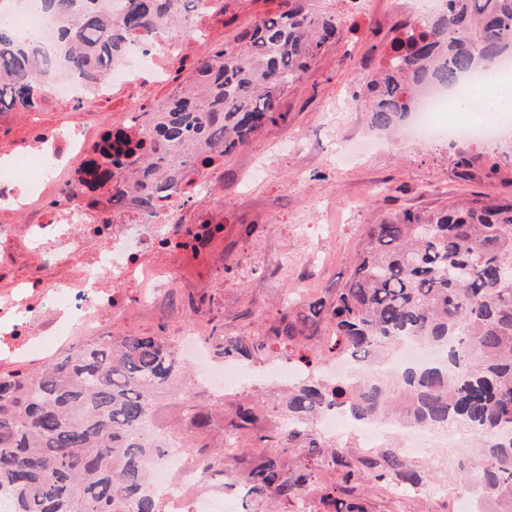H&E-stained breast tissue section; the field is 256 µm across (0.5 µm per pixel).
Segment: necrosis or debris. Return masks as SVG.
<instances>
[{"label":"necrosis or debris","mask_w":512,"mask_h":512,"mask_svg":"<svg viewBox=\"0 0 512 512\" xmlns=\"http://www.w3.org/2000/svg\"><path fill=\"white\" fill-rule=\"evenodd\" d=\"M224 0H196L195 7L182 17L179 28L149 36H127L123 47L112 57V71L104 83L88 88L79 73L59 68L54 91L62 97L85 98L97 103L112 92H144L166 80L180 66L190 41H208L209 21L223 10ZM0 14L18 30L31 33L41 51L56 52L59 47L56 23L31 7L29 0H0ZM448 91L432 87L414 111L413 126L423 145L438 142L456 144L455 129L440 123L437 113L447 111ZM101 131L78 123L65 128L39 129L31 140L16 150L8 172L0 174V238H23L48 243L56 258H74L78 251L70 225H84L87 232L106 238L108 247L79 268L72 279L54 284L52 297L56 317L67 319L65 336L99 335V315L109 311L123 315L130 302L151 303L178 280V273L190 261L202 256L212 240L211 230L224 215V199L216 191L215 167L195 172L187 185L172 190L155 213L132 209L130 203H114L111 195L91 193L75 183L74 169L99 141ZM28 216L22 228H15L12 215ZM131 215L124 230H116L112 219ZM131 283L136 294L123 296L118 284ZM44 296L22 291L0 298V318L18 308L30 313L27 320L15 322L18 342L50 331L53 320L39 318ZM179 351L196 372L198 387L212 398L225 400L241 395L252 380L285 384L301 376L294 364L280 362L260 370L236 364L214 367L210 350L201 336L199 320H187L178 330ZM321 435L348 448L373 449L378 439L403 436L400 453L412 450L411 438L422 444H435L447 438L444 429L404 425L392 420L364 421L344 418L337 409L319 414L313 423ZM152 488L163 499L168 512H221L222 498L203 497L196 489L199 467L185 462L181 453L172 452L151 465Z\"/></svg>","instance_id":"4bbe7bcc"}]
</instances>
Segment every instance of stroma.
I'll use <instances>...</instances> for the list:
<instances>
[{
    "label": "stroma",
    "mask_w": 512,
    "mask_h": 512,
    "mask_svg": "<svg viewBox=\"0 0 512 512\" xmlns=\"http://www.w3.org/2000/svg\"><path fill=\"white\" fill-rule=\"evenodd\" d=\"M283 0H225L221 42L234 44L247 23L278 12ZM393 0H367L364 13L352 18L337 44L326 46L305 80L285 92L280 111L288 121L269 125L245 145L225 156L220 167L224 188V227L211 247L208 264L183 270V286L155 307L131 308L120 322L103 314L104 330L150 332L159 324L175 326L189 312V301L209 295L202 324L220 323L228 335L263 331L253 311L268 320L288 299L307 292L309 299L327 295L349 277L355 252L368 225L391 212L431 211L477 195H512V132L500 142V158L482 146L461 143L459 149L425 147L399 135L379 136L365 108L344 113L334 133H326L322 109L336 98L363 99V71L377 69L402 24ZM81 103L54 105L42 101L31 112L0 118V146L31 138L35 127L71 125L85 120ZM305 136L308 150L287 151L293 138ZM376 137L381 146L351 163L336 165V147L348 137ZM465 166H457L458 158ZM71 264H50L20 246L0 271V295L15 293L28 281L65 280ZM43 337H31L24 357H16L9 337L0 335V372L24 364L39 367L57 352ZM441 494L393 500L363 488L365 512H461L463 486L440 482Z\"/></svg>",
    "instance_id": "stroma-1"
}]
</instances>
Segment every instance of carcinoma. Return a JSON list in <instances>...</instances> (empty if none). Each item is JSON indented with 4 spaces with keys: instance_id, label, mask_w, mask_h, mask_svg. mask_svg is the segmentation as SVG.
Listing matches in <instances>:
<instances>
[{
    "instance_id": "1",
    "label": "carcinoma",
    "mask_w": 512,
    "mask_h": 512,
    "mask_svg": "<svg viewBox=\"0 0 512 512\" xmlns=\"http://www.w3.org/2000/svg\"><path fill=\"white\" fill-rule=\"evenodd\" d=\"M40 2L58 24L68 66L93 83L104 80L126 35L170 28L180 8H194V0H124L114 17L101 0ZM285 2L244 28L237 45L201 57L150 113L149 129H105L77 170L80 181L117 199L131 195L151 212L190 169L222 162L264 126L286 122L280 97L341 28L336 13L314 12L309 0ZM445 2L423 29L395 37L385 62L365 76L363 104L377 129L397 128L428 84L451 89L512 48V0ZM13 32L0 22V110L8 112L34 107L45 88ZM205 340L221 360L286 356L315 368L347 356L357 370L350 384L312 376L280 389L267 422L261 399L200 403L194 370L163 326L82 339L40 369L0 375V490L11 493L13 512H167L149 463L177 449L200 467L201 486L240 495L246 512H291L306 499L360 512L351 494L365 482L388 494L431 477L393 447L365 456L328 442L310 421L335 405L360 418L469 430L482 466L464 459L455 477L493 501V512H512L511 197L391 213L365 230L336 292L288 303L262 334L226 336L213 324ZM406 340L442 358L407 366L390 383L371 378L369 361ZM250 445L268 453L242 455Z\"/></svg>"
}]
</instances>
